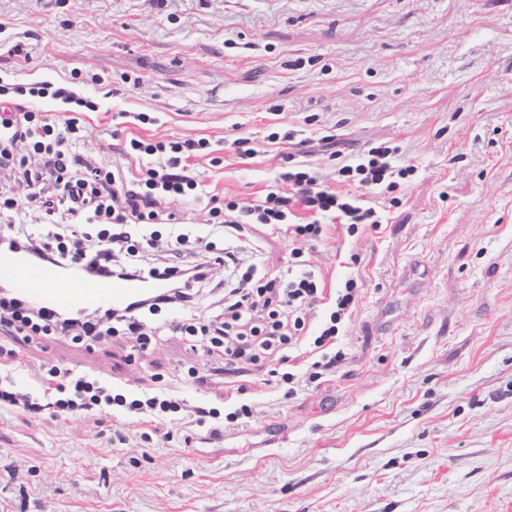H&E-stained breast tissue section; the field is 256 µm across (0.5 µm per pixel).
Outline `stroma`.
<instances>
[{
	"mask_svg": "<svg viewBox=\"0 0 512 512\" xmlns=\"http://www.w3.org/2000/svg\"><path fill=\"white\" fill-rule=\"evenodd\" d=\"M0 26L32 56L1 57V82L107 76L78 88L98 105L81 116L93 165L124 166L131 136L205 138L222 163L190 158V174L242 203L294 161L332 183L325 135L347 159L397 144L416 168L399 206L376 197L380 227L351 237L330 218L308 247L325 296L351 276L360 289L347 358L318 387L283 397L273 354L225 374L199 336L143 350L120 330L90 347L0 332L21 382L50 362L130 398L161 377L190 410L224 407L235 385L254 404L188 445L143 440L116 410L2 408L0 512H512V0H0ZM137 112L150 123L129 122ZM288 128L306 153L265 146ZM238 138L258 154L240 158ZM170 208L184 253L224 248L208 202ZM237 245L259 250L262 275L292 249L261 224ZM191 367L199 382L182 383Z\"/></svg>",
	"mask_w": 512,
	"mask_h": 512,
	"instance_id": "1",
	"label": "stroma"
}]
</instances>
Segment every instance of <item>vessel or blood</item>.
Here are the masks:
<instances>
[{
  "label": "vessel or blood",
  "instance_id": "b4317fda",
  "mask_svg": "<svg viewBox=\"0 0 512 512\" xmlns=\"http://www.w3.org/2000/svg\"><path fill=\"white\" fill-rule=\"evenodd\" d=\"M0 280L9 283L26 301L56 310L124 307L153 286L145 279L87 278L51 263L31 262L23 253L6 246L0 248Z\"/></svg>",
  "mask_w": 512,
  "mask_h": 512
}]
</instances>
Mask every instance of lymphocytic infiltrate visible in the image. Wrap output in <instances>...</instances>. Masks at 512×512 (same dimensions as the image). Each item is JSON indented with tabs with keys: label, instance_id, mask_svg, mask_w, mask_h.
I'll use <instances>...</instances> for the list:
<instances>
[{
	"label": "lymphocytic infiltrate",
	"instance_id": "obj_1",
	"mask_svg": "<svg viewBox=\"0 0 512 512\" xmlns=\"http://www.w3.org/2000/svg\"><path fill=\"white\" fill-rule=\"evenodd\" d=\"M80 79L72 72L64 83L37 82L31 85L0 84V171L14 172L27 190L24 201L0 197V210L22 215L24 208L40 212L51 232L43 236H26L23 244L38 262H58L67 258L75 265H86L89 276L112 275V245L125 247L131 259L126 266L128 278H150L160 284L148 309L157 310L169 304L186 305L213 277L214 263L235 268L242 262L240 251L228 248L218 259L206 255L193 260L177 257L164 268H143L134 254L142 243L152 241L156 225L169 227L175 246H182L180 219L170 210L172 200L208 199L214 217L224 226L227 238H236L243 225L264 224L278 229L287 223L294 207L315 213V220L292 226L297 242L291 250V265L285 274L254 277L244 273L241 280L226 293L221 319L192 317L185 320L149 326L142 319L144 309L131 305L124 312L100 311L90 320L79 312L50 311L28 303L12 289L0 292V328L10 334L30 336H68L75 341L101 342L110 338L109 323L124 325L142 345L158 336L175 331L186 336L207 337L210 344L224 349V366L233 368L239 360L255 361L261 356L278 353L280 366L272 370L275 385L284 396H293L299 384H314L345 360L347 353L340 337L358 301L356 279H347L334 298L324 296L322 279L315 270L306 268L304 248L320 239L323 218L342 220L347 235L358 233L360 226L382 221L375 208L364 206L365 194L381 190L390 193L392 204H399L398 190L414 175L411 166L396 164L397 147L382 144L369 148L354 163L336 172L335 187L322 185L318 176L300 166L279 175L275 188L249 204L208 194L204 184L185 171L184 161L205 152L206 139L196 141H126L122 154L134 164V172L124 168L92 167L77 150L83 139L78 114L94 110L95 102L80 96L74 89ZM30 98H51L74 105L75 116L63 119L51 112L27 107ZM25 154H18V145ZM53 183L54 193L44 191ZM66 224L92 227L104 247L95 256H86L81 240L63 232ZM326 301L327 317L318 329H311L308 316L317 302ZM313 333V346L320 354L312 369L305 374L289 371L288 349L301 335ZM40 397L14 387L0 388V408H18L32 415L51 410L54 417H68L80 411H102L112 406L133 414L138 424L154 425L170 422L192 427L209 425L211 435L223 433L225 423L251 417L250 404H239L234 411L220 413L213 407L199 406L193 415H185L183 401L168 385H159L153 394L126 399L112 394L99 381L76 375L55 364L43 367L35 382Z\"/></svg>",
	"mask_w": 512,
	"mask_h": 512
}]
</instances>
